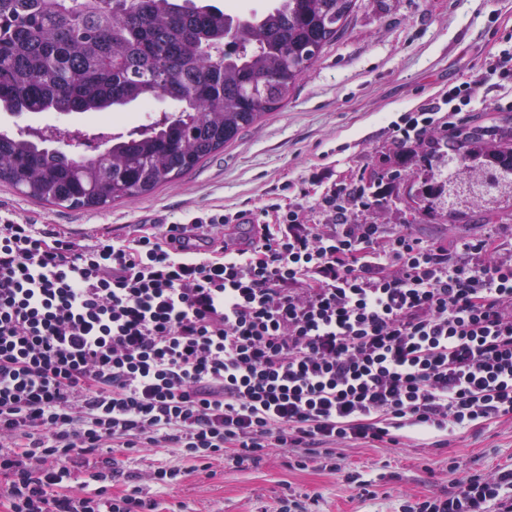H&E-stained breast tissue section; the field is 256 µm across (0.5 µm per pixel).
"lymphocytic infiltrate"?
<instances>
[{
    "label": "lymphocytic infiltrate",
    "instance_id": "lymphocytic-infiltrate-1",
    "mask_svg": "<svg viewBox=\"0 0 512 512\" xmlns=\"http://www.w3.org/2000/svg\"><path fill=\"white\" fill-rule=\"evenodd\" d=\"M470 82L394 124L424 141ZM342 184L311 206L265 205L246 247L180 253L164 233L79 243L0 218V494L4 512H152L111 493L102 448L160 444L197 460L275 448L332 459L512 416V254L358 220ZM87 474L84 496L72 482ZM399 512H512V468L468 475Z\"/></svg>",
    "mask_w": 512,
    "mask_h": 512
}]
</instances>
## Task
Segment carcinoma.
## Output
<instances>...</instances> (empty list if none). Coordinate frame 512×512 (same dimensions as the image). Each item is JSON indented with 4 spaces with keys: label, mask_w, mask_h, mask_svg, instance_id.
<instances>
[{
    "label": "carcinoma",
    "mask_w": 512,
    "mask_h": 512,
    "mask_svg": "<svg viewBox=\"0 0 512 512\" xmlns=\"http://www.w3.org/2000/svg\"><path fill=\"white\" fill-rule=\"evenodd\" d=\"M357 0H276L230 14L207 0H0V108L121 111L147 99L178 110L134 127L93 158L0 130V183L48 205L97 209L133 201L215 156L288 100ZM431 157L455 164L415 198L448 205V223L512 211V129L456 127Z\"/></svg>",
    "instance_id": "1"
}]
</instances>
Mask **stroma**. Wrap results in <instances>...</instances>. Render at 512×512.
Wrapping results in <instances>:
<instances>
[{"label":"stroma","mask_w":512,"mask_h":512,"mask_svg":"<svg viewBox=\"0 0 512 512\" xmlns=\"http://www.w3.org/2000/svg\"><path fill=\"white\" fill-rule=\"evenodd\" d=\"M512 49V0H359L345 33L325 47L287 101L243 131L224 151L172 184L137 200L104 209L44 204L0 184V214L61 230L77 241L128 237L138 226L163 233L212 209L259 215L269 202L295 207L335 184L383 181L389 196L373 219L387 230L409 227L427 242L455 243L491 235L512 252V212H495L480 224L449 223L445 214H423L410 195L428 174L423 150L399 155L389 125L457 84L482 74L490 57ZM512 126V93L485 82L453 119ZM93 113L61 116L74 137L71 153L98 154ZM434 436L399 444L355 445L336 450V469L313 457L293 464L294 449L276 448L260 463H210L175 448L137 454L109 453L112 491L139 485L155 512H277L295 495L306 512H398L403 499L447 494L461 476L512 466V419L455 431L436 449ZM456 457L459 470L448 468ZM178 469L172 485L156 486L154 467ZM370 479L362 489L348 476Z\"/></svg>","instance_id":"1"}]
</instances>
